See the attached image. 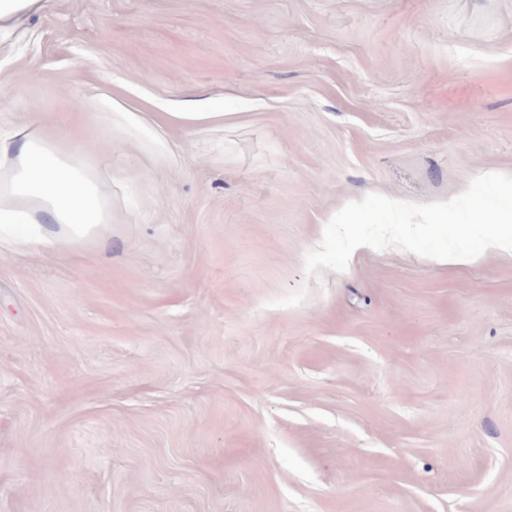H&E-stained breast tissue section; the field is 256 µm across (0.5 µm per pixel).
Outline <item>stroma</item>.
Wrapping results in <instances>:
<instances>
[{
	"mask_svg": "<svg viewBox=\"0 0 512 512\" xmlns=\"http://www.w3.org/2000/svg\"><path fill=\"white\" fill-rule=\"evenodd\" d=\"M0 70L112 128L108 232L0 243V512H512V256L304 272L512 174V0H45Z\"/></svg>",
	"mask_w": 512,
	"mask_h": 512,
	"instance_id": "1",
	"label": "stroma"
}]
</instances>
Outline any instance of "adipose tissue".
<instances>
[{
  "label": "adipose tissue",
  "instance_id": "adipose-tissue-1",
  "mask_svg": "<svg viewBox=\"0 0 512 512\" xmlns=\"http://www.w3.org/2000/svg\"><path fill=\"white\" fill-rule=\"evenodd\" d=\"M86 142L41 114L22 128L0 127V242L78 245L105 234L112 198Z\"/></svg>",
  "mask_w": 512,
  "mask_h": 512
}]
</instances>
